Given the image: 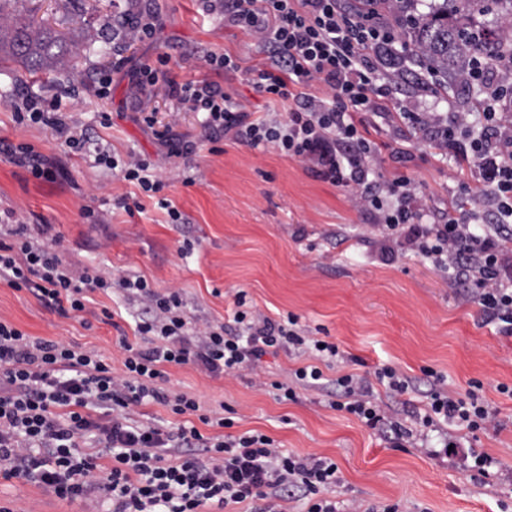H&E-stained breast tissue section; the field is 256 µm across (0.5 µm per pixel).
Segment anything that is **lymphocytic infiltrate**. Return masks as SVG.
Wrapping results in <instances>:
<instances>
[{"label": "lymphocytic infiltrate", "mask_w": 512, "mask_h": 512, "mask_svg": "<svg viewBox=\"0 0 512 512\" xmlns=\"http://www.w3.org/2000/svg\"><path fill=\"white\" fill-rule=\"evenodd\" d=\"M224 23L259 36L273 53L270 68L253 73L258 93L288 102V116L253 117L229 93L208 83L168 81L170 92L196 112L206 113L205 130L224 133L250 147L270 145L316 165L320 175L373 211L388 234L402 236L435 268L451 270L452 281H470L487 322L512 334V275L502 254V232L512 223V124L498 115L499 83L484 89L479 128L458 112L407 109L385 84L388 60L398 56L391 25L359 20L345 0H224ZM324 82L327 99L306 92ZM382 113L422 135L436 154L454 153L477 166L493 213L484 235L470 232L462 212L421 223L418 186L409 177L386 180L371 160L376 149L363 135L362 116ZM21 124H41L67 133L61 106L36 98L15 107ZM62 238L38 243L25 224L0 225V279L25 289L62 316L85 311L88 294L112 288L137 290L151 316L137 326L147 346L125 345V374L113 376L97 354L30 336L0 321V478L23 479L62 499L99 494L111 512H201L214 504L229 508L268 493L301 489L306 512H338L330 500L339 481L337 466L324 457L284 454L264 434H224L229 419H216L221 435L207 437L193 426L176 432L133 418L136 407L157 403L174 414L193 415L200 406L185 393L166 390L163 365L194 364L212 373L256 370L264 356L289 347H308L319 357L339 348L300 334L297 318L274 322L244 312L236 296L237 332L209 324L196 336L177 294H160L143 278L102 272L74 273L62 258ZM343 399L337 409L370 428L385 417L364 380L336 379ZM487 429L488 409L475 394L429 396L424 426L439 422ZM194 449L169 460L170 443Z\"/></svg>", "instance_id": "obj_1"}]
</instances>
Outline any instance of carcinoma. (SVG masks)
Instances as JSON below:
<instances>
[{
	"instance_id": "obj_1",
	"label": "carcinoma",
	"mask_w": 512,
	"mask_h": 512,
	"mask_svg": "<svg viewBox=\"0 0 512 512\" xmlns=\"http://www.w3.org/2000/svg\"><path fill=\"white\" fill-rule=\"evenodd\" d=\"M0 0V53L23 65L31 74L67 66L70 49L50 31L14 22ZM401 0H376L353 5L357 13L370 8L395 15ZM413 23L403 22L400 38L435 71L471 87L476 61L496 65L512 61V0H442Z\"/></svg>"
}]
</instances>
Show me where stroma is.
I'll return each mask as SVG.
<instances>
[{"mask_svg": "<svg viewBox=\"0 0 512 512\" xmlns=\"http://www.w3.org/2000/svg\"><path fill=\"white\" fill-rule=\"evenodd\" d=\"M24 0L15 18L45 23L67 37L66 68L29 74L11 63L0 74V214L12 212L41 238L63 237V260L73 269L98 268L140 276L155 291H178L193 327L233 325L235 297L244 309L286 322L296 316L305 335L336 344L341 361L324 368L321 385L297 386L296 401L280 400L275 383L310 364L300 349L266 355L253 372L212 374L193 365L168 366L166 387L195 397L204 414L232 419L231 435L262 433L284 453L336 463L335 500L363 512H512V334L484 322L471 283L449 287L446 275L375 225L373 216L311 164L272 146L249 147L228 136L207 139L204 113L143 90L135 73L166 56L177 83L207 82L231 94L256 116L287 115L288 105L255 91L250 72L268 62L253 34L224 23L208 0ZM151 14L155 32L136 37L126 17ZM228 54L238 72L214 69L207 53ZM108 72L110 92L99 96L95 77ZM29 97L61 99L72 134L83 149L43 125L16 123L13 107ZM405 105L419 112L464 111L465 92L434 94L411 75ZM367 139L378 146L373 165L392 180H415L425 215L447 213L461 183L479 171L431 154L407 128L365 114ZM194 142L178 153L165 137ZM409 139L412 157L392 153ZM26 143L53 169L33 177L12 153ZM147 160L163 181L160 197L95 164L96 152ZM168 207H161L159 198ZM139 202L127 213L120 200ZM92 217H84L83 208ZM181 214L172 223L168 211ZM113 311V318L102 315ZM144 305L125 291L92 293L85 312L61 316L27 290L0 280V321L28 335L101 356L122 376L123 342L138 344ZM392 367L410 382L393 394L376 373ZM343 374L364 378L389 424L374 430L334 406ZM463 397L476 391L496 425L468 431L456 424L423 427L434 385ZM409 430L396 438L392 423ZM489 463L478 467L477 457ZM16 512H101L96 499L58 498L21 480L0 478V505Z\"/></svg>", "mask_w": 512, "mask_h": 512, "instance_id": "35a3bbf8", "label": "stroma"}]
</instances>
